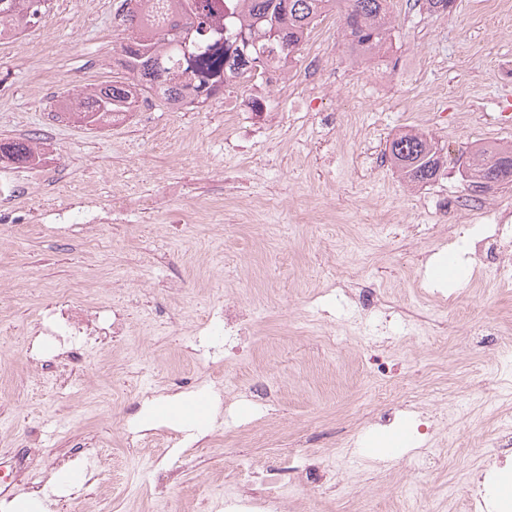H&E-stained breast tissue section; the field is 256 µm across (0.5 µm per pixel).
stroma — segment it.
Here are the masks:
<instances>
[{
    "mask_svg": "<svg viewBox=\"0 0 512 512\" xmlns=\"http://www.w3.org/2000/svg\"><path fill=\"white\" fill-rule=\"evenodd\" d=\"M120 0H50L43 24L0 40V141L35 139L34 166L0 162V175L23 191L0 223V485L13 496L49 497L51 512H228L235 488L263 497L273 470L292 458L302 469L293 494L269 512H464L476 467L491 449L493 423L462 419L447 460L431 464L412 504L402 497L409 449L382 455L392 435L428 446L403 388L433 393L414 361L432 360L449 394L465 389L495 359L468 327L512 312V285L485 274L470 282V262L453 242L416 234L433 226L444 199L464 191L467 151L512 145V2L455 0L449 9L408 11L391 0L386 47L354 58L338 25H317L303 52L320 51L335 84L312 105H298L258 81L176 110L154 93L136 115L109 124L78 123L61 104L123 77ZM428 65L403 74L415 58ZM266 101L257 115L255 100ZM448 121L429 120L433 104ZM338 115L334 134L315 121ZM419 133L439 148L435 180L414 184L391 165L387 146ZM265 200L259 224L230 221L231 208ZM130 209L127 224H83L61 236L47 229L51 209ZM350 212L348 224L324 218ZM381 221L356 244L350 265L366 263L369 282L390 307L433 293L455 294L446 333L416 346L411 325L389 323L398 343L390 358L402 385H377L363 338L385 320L367 316L355 334L328 280L340 272L338 246L363 221ZM184 281L182 292L166 284ZM99 290L123 315V336L43 335L45 308L59 307L70 283ZM267 298L265 318L246 339L209 334L219 299ZM185 390H178L177 381ZM275 391L262 417L242 390ZM205 394L215 420L198 439L171 446V424L129 444L146 404L177 392ZM247 462L237 471L236 462ZM84 470L83 483L55 487L53 473ZM455 502H444L449 485Z\"/></svg>",
    "mask_w": 512,
    "mask_h": 512,
    "instance_id": "stroma-1",
    "label": "stroma"
}]
</instances>
